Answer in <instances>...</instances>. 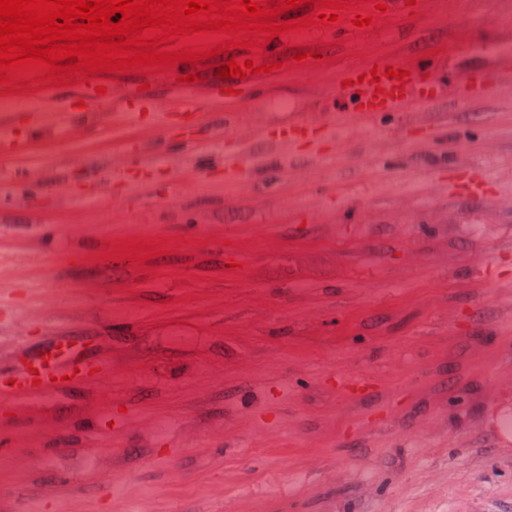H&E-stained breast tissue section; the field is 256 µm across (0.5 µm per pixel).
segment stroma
Returning <instances> with one entry per match:
<instances>
[{
    "mask_svg": "<svg viewBox=\"0 0 512 512\" xmlns=\"http://www.w3.org/2000/svg\"><path fill=\"white\" fill-rule=\"evenodd\" d=\"M495 36L512 38V0L274 37L281 67L242 109L139 130L181 164L128 210L67 196L73 163L121 164L116 112L76 140H31L0 192V365L63 330L104 369L0 400V512H512L497 428L512 414V109L464 93L427 107L424 135L400 112L334 123L345 66L437 49L481 71ZM300 40L323 57L316 76L287 65ZM302 113L325 114L332 147L257 137L245 180L209 177L225 129ZM189 135L202 148L184 161ZM460 160L491 195L454 188ZM124 240L146 258L109 260Z\"/></svg>",
    "mask_w": 512,
    "mask_h": 512,
    "instance_id": "1",
    "label": "stroma"
}]
</instances>
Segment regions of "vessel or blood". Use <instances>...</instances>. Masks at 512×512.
<instances>
[{"instance_id": "vessel-or-blood-1", "label": "vessel or blood", "mask_w": 512, "mask_h": 512, "mask_svg": "<svg viewBox=\"0 0 512 512\" xmlns=\"http://www.w3.org/2000/svg\"><path fill=\"white\" fill-rule=\"evenodd\" d=\"M386 4V12L380 13L376 10L375 0H358L353 9L344 10L343 20L336 22L335 27L339 30L351 29L353 18L359 17L365 11L373 14V25L378 28L383 25L388 15L406 9L405 0H386ZM387 65V59L382 58L375 63L368 61L344 68L341 76L349 81L345 94L351 111L342 118V127L351 131L364 129L383 112L395 111L403 107L404 103L415 100L430 101L432 91L439 87L437 72L432 71L425 75L417 68L404 81L385 77L380 84L375 85L367 80L366 75L373 67L384 68ZM257 81L258 77L254 74L244 79H218L209 83L200 95L195 92V84L182 81L178 84L180 97L166 104L160 103L150 91L132 89L118 96L110 90L100 95L94 85L85 83L79 85L69 98L70 103H82L84 126L73 125L64 119L59 122L58 128L67 136H82L85 126L95 125L96 117L103 106L115 100L121 103L122 124L126 128L135 130L148 124L164 132L175 126L184 128L190 126L191 116L197 115L203 104L220 99L228 108H240L248 101L249 93ZM461 81L468 88L471 98L476 100L491 101L503 92H512V48L501 46L494 55L490 70L465 74ZM225 86L230 87V94H222L221 89ZM379 88L391 94L382 107L372 103L374 93ZM0 125L9 131L7 137L0 139V180L5 181L13 174V158L24 150L31 136L46 129L47 121L43 109L29 108L21 116L14 112L1 113ZM325 126L326 123L321 117L304 114L288 122L268 126L262 135L268 143L285 149L315 139ZM252 138L251 131L238 126L226 130L219 169L235 171L243 157L245 145ZM167 169L168 163L162 153L150 150L144 140L135 137L129 139L124 147L122 164L111 173L112 180L126 186L125 192L113 195V205L130 206L133 199L128 192L129 186L151 183ZM55 343L56 347L48 357L33 358L28 364L21 362L20 358H13L10 368L0 371V395L9 398L11 402L19 403L32 391L33 381H40L42 390L50 391L61 387L63 375L74 372L79 378H86L91 365L79 356V343L75 337L59 336Z\"/></svg>"}]
</instances>
